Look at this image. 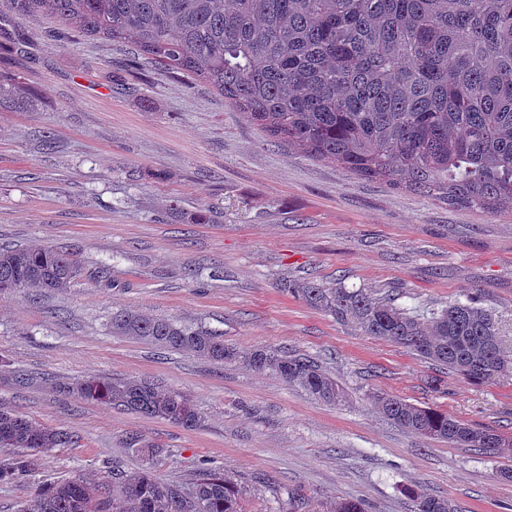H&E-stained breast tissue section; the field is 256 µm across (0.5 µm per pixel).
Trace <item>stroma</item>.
<instances>
[{
	"label": "stroma",
	"mask_w": 512,
	"mask_h": 512,
	"mask_svg": "<svg viewBox=\"0 0 512 512\" xmlns=\"http://www.w3.org/2000/svg\"><path fill=\"white\" fill-rule=\"evenodd\" d=\"M0 246L58 245L82 268L63 290L0 294V407L73 443L41 454L32 478L0 484L18 512L35 482L106 479L160 448L156 476L189 487L203 468L241 487L239 512H304L337 498L410 512L411 497L458 512H512V453L490 455L411 434L376 394L437 408L512 437V374L475 385L315 309L289 284L369 288L426 315L480 293L512 352V216L453 207L358 178L270 142L209 85L129 47L0 0ZM205 224L191 223L197 212ZM131 309L204 325L241 350L285 348L317 361L348 393L315 400L272 374L113 335ZM36 377L33 385L17 382ZM87 376L136 377L188 394L204 419L186 429L59 393ZM414 509L412 512H455L453 505L443 497L429 494L414 496Z\"/></svg>",
	"instance_id": "obj_1"
}]
</instances>
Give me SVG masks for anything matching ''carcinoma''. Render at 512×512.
<instances>
[{
	"instance_id": "obj_1",
	"label": "carcinoma",
	"mask_w": 512,
	"mask_h": 512,
	"mask_svg": "<svg viewBox=\"0 0 512 512\" xmlns=\"http://www.w3.org/2000/svg\"><path fill=\"white\" fill-rule=\"evenodd\" d=\"M82 33L129 44L138 63L211 85L269 139L365 179L450 206L512 216V0H19ZM81 275L58 247L0 248V292L53 293ZM292 291L308 305L391 341L474 383L512 373L493 311L475 296L421 319L368 288L315 281ZM112 333L215 362L273 374L312 397L346 399L307 356L239 350L205 326L135 311L112 314ZM59 387L83 399L183 428L202 415L184 392L135 378L88 377ZM374 404L400 428L459 448L500 451L509 437L393 395ZM73 436L0 409V482L32 475L38 456ZM141 467L92 482L82 474L36 486L21 512H238L237 489L202 469L183 492ZM412 512H455L414 496Z\"/></svg>"
}]
</instances>
